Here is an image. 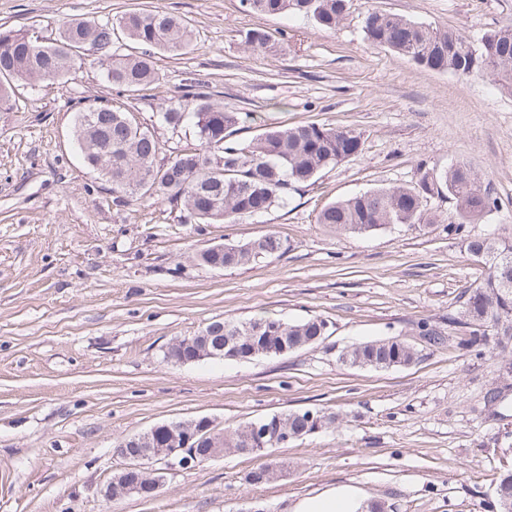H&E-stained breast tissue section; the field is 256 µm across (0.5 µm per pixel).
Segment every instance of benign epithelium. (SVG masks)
<instances>
[{"label":"benign epithelium","mask_w":512,"mask_h":512,"mask_svg":"<svg viewBox=\"0 0 512 512\" xmlns=\"http://www.w3.org/2000/svg\"><path fill=\"white\" fill-rule=\"evenodd\" d=\"M276 326L258 324L252 336H210L200 332L194 336L175 339L170 350L178 353L181 364L201 361L223 355L226 359L248 360L257 356L281 355L288 351L284 337L275 336ZM293 435L284 428L280 418L269 417L243 425L236 436L237 452L249 454L255 448H277L288 444ZM224 433L213 428L211 421L200 418L189 422H168L153 426L148 431L132 436L116 449L124 460L119 473L100 489V496L110 503L115 485L119 494H136L143 498L156 495L164 483V470L192 468L208 459L221 456ZM164 463L165 468H151L146 463Z\"/></svg>","instance_id":"obj_1"}]
</instances>
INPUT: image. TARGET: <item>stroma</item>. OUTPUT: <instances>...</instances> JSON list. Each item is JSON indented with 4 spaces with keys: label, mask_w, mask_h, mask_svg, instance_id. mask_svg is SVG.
Wrapping results in <instances>:
<instances>
[{
    "label": "stroma",
    "mask_w": 512,
    "mask_h": 512,
    "mask_svg": "<svg viewBox=\"0 0 512 512\" xmlns=\"http://www.w3.org/2000/svg\"><path fill=\"white\" fill-rule=\"evenodd\" d=\"M130 9L171 13L195 31L186 54L157 57L155 84L116 94L86 60L62 82L16 83L0 107V512H241L249 503L293 512L332 489L394 512H495L497 479L512 470V392L487 402L495 351H469L448 319L486 272L466 236L512 233V95L482 75L430 71L370 45L364 17L379 9L476 45L512 22V0H349L333 30L258 16L241 0H0V27L35 26L49 41L62 21ZM253 27L282 50L247 51L242 35ZM191 82L248 113L241 137L317 123L355 130L363 150L258 218L184 224L167 203L115 205L111 184L74 147L79 104L133 112L172 158L194 134L158 126L156 114ZM459 161L500 203L466 234L449 232L444 196L427 199L435 221L419 229L351 235L316 221L330 202ZM268 233L283 242L270 257L226 270L192 260ZM261 312L323 319L325 338L279 357L164 359L173 340L212 321ZM422 321L444 327L443 345L418 335ZM395 336L418 351L415 363L373 370L338 360L348 345ZM308 408L342 422L276 449L288 467L278 479L245 484L263 460L231 452L167 471L152 498L108 504L98 494L123 464L115 447L125 437L202 417L234 429Z\"/></svg>",
    "instance_id": "stroma-1"
}]
</instances>
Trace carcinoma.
Segmentation results:
<instances>
[{
	"instance_id": "obj_1",
	"label": "carcinoma",
	"mask_w": 512,
	"mask_h": 512,
	"mask_svg": "<svg viewBox=\"0 0 512 512\" xmlns=\"http://www.w3.org/2000/svg\"><path fill=\"white\" fill-rule=\"evenodd\" d=\"M348 0H242L260 16L291 14L313 19L334 29L345 18ZM369 43L404 56L418 66L461 76L483 73L512 94V22L471 45L463 35L419 23L394 14L371 10L364 20ZM143 46L137 55L119 54L118 35ZM195 39L190 23L158 10H129L105 22L68 20L50 42L38 40L34 29L0 28V107L10 101L19 81L64 80L76 62L92 56L112 88L136 92L159 79L156 55H181ZM246 49L270 51L277 47L261 28L243 37ZM158 121L172 129L189 127L197 144L166 162H158L163 145L134 114L121 112L96 99L75 112L73 140L89 168L112 184L114 200L126 204L134 197L149 196L181 207L180 222L223 224L261 215L288 205L291 193L360 154L361 135L346 129L311 123L272 126L250 139L235 135L244 122L240 112L224 109L211 100L201 85H189L181 99L160 108ZM448 192L455 203L456 232L499 208L497 198L483 185L471 166L458 163L442 172L425 171L409 186L379 187L323 206L316 221L340 233L365 235L391 226L417 228L430 224L423 200ZM282 241L273 233L237 244H224V253L202 249L193 256L210 259L222 268H235L267 257ZM468 252L482 260L484 279L464 291L462 311L448 317V325L464 328L474 341L503 336L512 346V236H471ZM419 335L431 345L443 341L444 332L424 321ZM325 321L315 317L284 322L282 335L296 351L326 334ZM340 362L353 367L390 369L406 367L418 359V351L397 337L353 344L340 351ZM512 389V362L499 366L495 386L487 402L500 401ZM499 512H512V472L497 480Z\"/></svg>"
}]
</instances>
